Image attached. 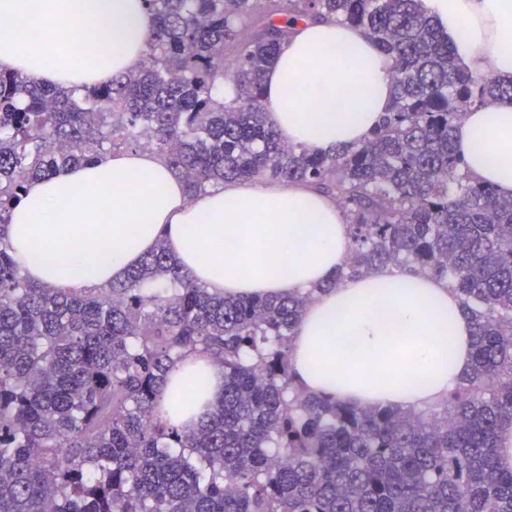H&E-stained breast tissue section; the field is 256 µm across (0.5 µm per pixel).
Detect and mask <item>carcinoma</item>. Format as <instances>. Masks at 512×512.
<instances>
[{
    "label": "carcinoma",
    "instance_id": "carcinoma-1",
    "mask_svg": "<svg viewBox=\"0 0 512 512\" xmlns=\"http://www.w3.org/2000/svg\"><path fill=\"white\" fill-rule=\"evenodd\" d=\"M131 71L83 90L0 70V512H512V197L471 180L464 110L512 99L476 79L424 0H147ZM292 19L358 27L394 61L371 139L319 154L268 126L263 73ZM235 97L224 100V83ZM151 151L196 195L303 184L350 220L336 275L288 297L211 293L156 245L107 288L32 280L4 231L28 182ZM449 279L473 319L471 372L422 410L307 394L290 343L317 291L382 269ZM207 355L224 395L182 431L159 407L173 368Z\"/></svg>",
    "mask_w": 512,
    "mask_h": 512
}]
</instances>
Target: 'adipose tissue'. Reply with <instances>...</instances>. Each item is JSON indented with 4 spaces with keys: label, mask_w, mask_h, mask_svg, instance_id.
<instances>
[{
    "label": "adipose tissue",
    "mask_w": 512,
    "mask_h": 512,
    "mask_svg": "<svg viewBox=\"0 0 512 512\" xmlns=\"http://www.w3.org/2000/svg\"><path fill=\"white\" fill-rule=\"evenodd\" d=\"M426 7L468 71L512 78V0ZM152 31L144 0H0V68L91 87L136 66ZM391 74V58L361 29L299 24L263 77L267 121L321 153L361 144L392 107ZM455 146L475 181L512 196V102L467 110ZM7 239L29 276L55 288L122 280L163 241L214 293L316 289L289 352L315 396L417 410L445 401L471 369V319L447 281L383 269L321 291L351 241L337 205L302 185L238 182L192 196L155 154H108L29 182ZM223 392L211 360L192 354L172 371L163 405L186 430Z\"/></svg>",
    "instance_id": "adipose-tissue-1"
}]
</instances>
